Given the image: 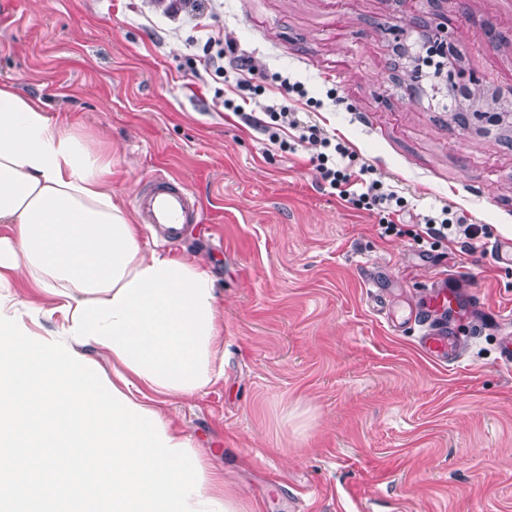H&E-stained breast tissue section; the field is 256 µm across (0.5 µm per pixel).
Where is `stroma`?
Instances as JSON below:
<instances>
[{"label": "stroma", "mask_w": 512, "mask_h": 512, "mask_svg": "<svg viewBox=\"0 0 512 512\" xmlns=\"http://www.w3.org/2000/svg\"><path fill=\"white\" fill-rule=\"evenodd\" d=\"M0 0V83L41 98L112 151V191L128 213L157 172L199 199L196 223L149 247L214 273L224 318V380L166 413L210 453L258 512H512V369L482 315L457 323L462 358L433 363L405 323L434 273L459 271L486 307L512 313V266L491 247L512 225V133L461 125L458 113L512 101V0ZM448 20L445 71L478 73L486 96L456 101L408 58ZM496 40H489L487 30ZM263 67L240 113L204 67L209 33ZM301 82L296 104L370 165L406 208L358 209L322 182L317 145L283 151L254 126ZM448 208L474 238L415 240Z\"/></svg>", "instance_id": "stroma-1"}]
</instances>
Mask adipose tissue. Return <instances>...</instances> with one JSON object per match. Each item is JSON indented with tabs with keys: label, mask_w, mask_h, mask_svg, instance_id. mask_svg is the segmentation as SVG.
Instances as JSON below:
<instances>
[{
	"label": "adipose tissue",
	"mask_w": 512,
	"mask_h": 512,
	"mask_svg": "<svg viewBox=\"0 0 512 512\" xmlns=\"http://www.w3.org/2000/svg\"><path fill=\"white\" fill-rule=\"evenodd\" d=\"M0 224V512H251L155 406L224 377L214 277L142 245L111 153L11 84ZM19 274L38 298L10 292ZM48 301L55 331L40 324Z\"/></svg>",
	"instance_id": "ef3b65f1"
}]
</instances>
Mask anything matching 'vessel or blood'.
Instances as JSON below:
<instances>
[{
    "label": "vessel or blood",
    "mask_w": 512,
    "mask_h": 512,
    "mask_svg": "<svg viewBox=\"0 0 512 512\" xmlns=\"http://www.w3.org/2000/svg\"><path fill=\"white\" fill-rule=\"evenodd\" d=\"M135 206L145 223L171 239L194 223L198 212L196 198L163 177L153 180L137 195ZM457 281V276L450 274L433 277L426 295L413 312L420 328L421 349L436 363L458 361V339L452 335L450 324L474 310L473 304L466 302Z\"/></svg>",
    "instance_id": "1"
}]
</instances>
